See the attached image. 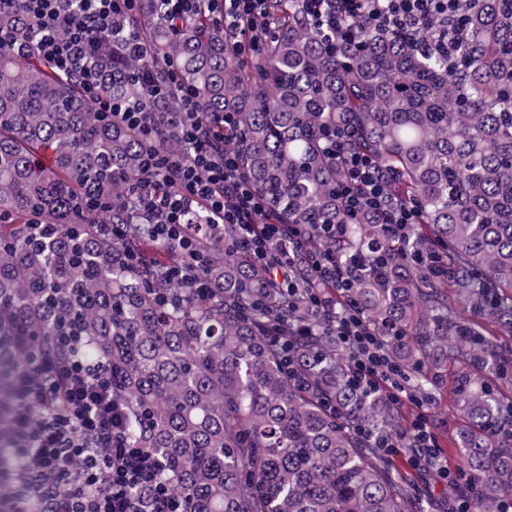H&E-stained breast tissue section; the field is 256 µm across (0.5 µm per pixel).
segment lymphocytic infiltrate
Masks as SVG:
<instances>
[{
  "label": "lymphocytic infiltrate",
  "mask_w": 512,
  "mask_h": 512,
  "mask_svg": "<svg viewBox=\"0 0 512 512\" xmlns=\"http://www.w3.org/2000/svg\"><path fill=\"white\" fill-rule=\"evenodd\" d=\"M63 0H24L27 14L43 32L38 51L55 69L79 73L88 100L108 110L112 104L98 92L100 75L92 64L100 34L111 31L113 17L129 15L139 0H87L83 10L65 13ZM266 0H215L213 9L233 35H251L253 17L265 15ZM305 13L337 38L350 39L353 21L367 17L376 28L410 36L423 55L454 54L465 35L464 18L478 0H302ZM65 37H57L58 27ZM185 111L182 138L193 148L190 160L178 161L155 152L142 161L146 187L137 194L135 216L151 240L171 242L180 257L166 264L169 281L200 285V269L209 260L190 232L187 218L206 208L218 224H234L240 235L234 243L252 259L272 267L280 284L293 289L291 268L302 256L312 278L309 303L332 325L338 346L353 353L350 377L365 392L384 394L395 407L417 405L418 411L402 434L373 436V448L386 455L408 448L407 462L433 473L449 486L461 474L450 470L428 425L427 407L413 390L411 378L384 354L380 338L365 326L360 311L349 302L333 307L318 291L334 284L346 293L348 280L335 257L305 249L296 225L271 220L268 204L241 171L237 153L226 150L216 127L199 121L195 99L180 88ZM349 173L345 209L355 214L367 208L387 229L405 234L417 216L406 204L391 200L376 161L353 153L346 160ZM173 181L166 193L153 190L157 179ZM72 356L61 365L37 364L44 384L18 391L27 407L14 422L22 451L14 491L15 512H176L169 492L160 488L157 461L146 448L132 447L125 436L122 404L112 393V381L97 363L80 353L82 339L59 337Z\"/></svg>",
  "instance_id": "1"
}]
</instances>
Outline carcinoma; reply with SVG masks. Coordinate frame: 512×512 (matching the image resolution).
Instances as JSON below:
<instances>
[{
	"instance_id": "cac0c4a2",
	"label": "carcinoma",
	"mask_w": 512,
	"mask_h": 512,
	"mask_svg": "<svg viewBox=\"0 0 512 512\" xmlns=\"http://www.w3.org/2000/svg\"><path fill=\"white\" fill-rule=\"evenodd\" d=\"M262 50L232 48L208 0L178 18L142 0L118 18L94 58L113 112L140 106L143 135L92 106L76 73L50 66L21 0H0V457L15 448V390L31 362L67 357L60 328L107 368L125 400L128 439L161 460L159 481L181 512H423L393 465L360 430L395 434L381 394L349 379L351 353L307 306L297 271L288 296L265 267L235 250L237 227L190 216L210 255L209 288L174 287L163 266L175 246L149 239L133 214L140 162L151 147L188 158L177 90L197 117L231 116L224 140L284 224L345 267L350 296L388 355L439 391L452 378L455 448L471 512L512 497V0H481L448 57L420 56L362 19L352 40L330 37L301 0H272ZM139 34L143 52L122 39ZM377 160L391 197L418 215L403 237L367 214L343 213L348 172L329 135ZM122 225V236L98 230ZM137 248L141 266L126 254ZM435 251L446 273L414 261Z\"/></svg>"
}]
</instances>
